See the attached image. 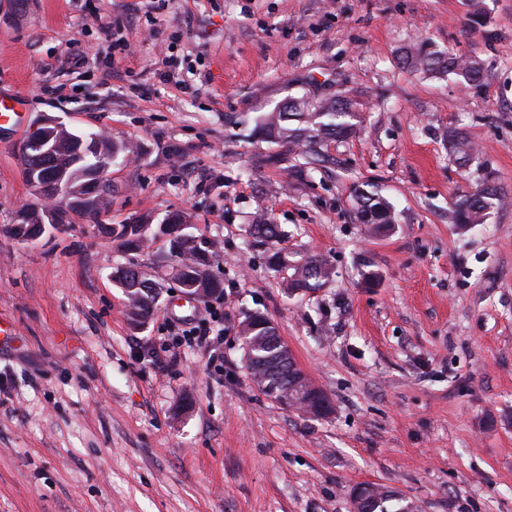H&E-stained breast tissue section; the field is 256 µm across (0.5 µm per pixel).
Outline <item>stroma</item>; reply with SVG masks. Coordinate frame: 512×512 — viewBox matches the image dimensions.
<instances>
[{"instance_id": "1", "label": "stroma", "mask_w": 512, "mask_h": 512, "mask_svg": "<svg viewBox=\"0 0 512 512\" xmlns=\"http://www.w3.org/2000/svg\"><path fill=\"white\" fill-rule=\"evenodd\" d=\"M415 40L479 60L480 86L403 69ZM309 91L356 102V135L296 172L249 139ZM78 135L140 144L112 167L104 216L185 213L218 244L221 299L191 304L162 244L134 257L72 217L34 243L42 205L25 136L0 132V512H351L364 483L419 512H512V0H0V94ZM479 149L470 168L448 133ZM489 177L484 226L448 214ZM386 198L377 233L354 195ZM327 257L325 288L287 296L251 222ZM161 286L144 327L117 267ZM216 312L213 341L182 339ZM260 312L329 396L308 419L252 382L238 324ZM448 150L453 160L464 166L468 165L476 154L473 143L459 131L448 134ZM252 234L261 243H274L280 236L278 224H274L269 213L259 210L253 218L251 225Z\"/></svg>"}]
</instances>
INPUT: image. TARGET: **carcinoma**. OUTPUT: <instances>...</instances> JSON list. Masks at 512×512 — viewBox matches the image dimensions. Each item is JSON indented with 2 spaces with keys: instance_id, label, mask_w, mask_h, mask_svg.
Here are the masks:
<instances>
[{
  "instance_id": "obj_1",
  "label": "carcinoma",
  "mask_w": 512,
  "mask_h": 512,
  "mask_svg": "<svg viewBox=\"0 0 512 512\" xmlns=\"http://www.w3.org/2000/svg\"><path fill=\"white\" fill-rule=\"evenodd\" d=\"M401 63L404 67L428 75L454 74L469 85L482 82L485 70L481 62L458 56L451 52L441 53L425 41H418L403 52ZM352 100L345 96L336 98H316L305 94L291 98L288 104L278 110L264 113L253 135L270 144L288 147V151L305 160V163L322 162V151L330 141H343L352 137L357 128L352 123ZM99 153L112 155V163H129L141 153V146L130 141H117L98 136ZM448 150L453 160L460 165H468L476 151L473 143L459 131L448 134ZM95 155L81 154L65 136H60L54 155L40 156V151L31 150L24 155V170L37 171L41 176L50 169L65 170L73 186L82 194L94 193L97 207L90 210H61L60 223H70L75 215L89 224L101 227L103 215L112 202V183L105 181L98 186L89 185L87 172L96 165ZM501 201V192L487 179L479 183L476 190L464 195L449 214V222L459 228L471 229L486 223L490 211ZM358 220L362 224L389 226L396 223L393 207L380 196L360 191L356 195ZM186 224L181 212L168 214L161 224H154L151 217L142 215L129 224L121 225V230L113 236L118 251L125 255L136 254L148 244L156 241L168 243L166 258L175 277L187 288H205L212 297L223 293V283L211 272L217 256L215 242L200 239L185 232ZM252 234L261 243H273L280 236L278 225L273 223L269 213L260 210L253 218ZM267 266L283 274V282L288 295L306 287L318 290L333 281L336 275L333 265L322 255L288 252L271 248L266 257ZM115 278L123 288L125 298L143 312V320H148L157 310L158 285L138 266L131 262L118 268ZM275 327L265 315L255 312L245 316L240 322L239 335L250 353L245 359L249 376L266 378L264 395L269 390L281 391L289 373L284 366L277 371H268V364L274 357L265 337ZM369 512H417V506L405 500L395 491L385 486L379 487L369 504Z\"/></svg>"
}]
</instances>
